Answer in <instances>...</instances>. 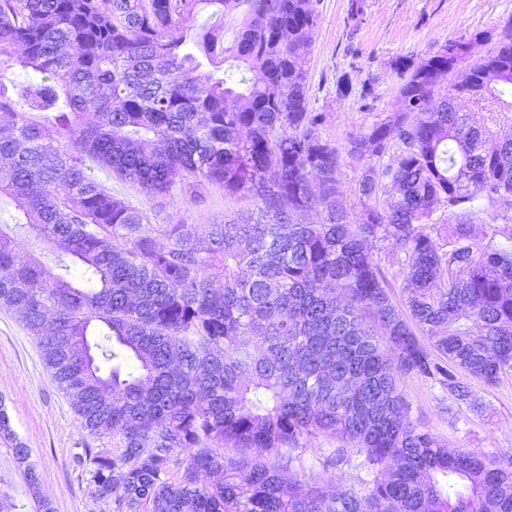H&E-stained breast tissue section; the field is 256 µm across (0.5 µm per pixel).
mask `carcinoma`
<instances>
[{
	"label": "carcinoma",
	"mask_w": 512,
	"mask_h": 512,
	"mask_svg": "<svg viewBox=\"0 0 512 512\" xmlns=\"http://www.w3.org/2000/svg\"><path fill=\"white\" fill-rule=\"evenodd\" d=\"M364 17L349 0L350 38ZM318 24L315 0H0V307L81 430L111 440L79 464L115 512H512V458L442 447L399 387L413 374L466 401L463 375L512 369V232L472 231L489 209L512 224V139L461 112L476 97L512 112V26L478 58L480 33L396 60L395 109L362 86L366 120L338 146L311 106ZM102 173L257 207L154 224ZM388 240L401 306L373 258ZM321 437L343 443L322 470H363L364 489L304 467ZM0 440L39 498L1 408ZM12 487L0 473V512H24ZM493 212L489 210L487 213L478 214L475 218V224H473L474 234L478 237V239H482L484 243L493 241V243L503 242L504 238L501 236L498 231L503 229V224H500V221H495L493 223L492 215Z\"/></svg>",
	"instance_id": "cac0c4a2"
}]
</instances>
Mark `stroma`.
<instances>
[{
  "label": "stroma",
  "mask_w": 512,
  "mask_h": 512,
  "mask_svg": "<svg viewBox=\"0 0 512 512\" xmlns=\"http://www.w3.org/2000/svg\"><path fill=\"white\" fill-rule=\"evenodd\" d=\"M348 4L318 0L320 20L309 63L311 105L327 113L322 134L337 143L364 118L355 97L362 85L373 88L378 109L394 108L401 83L394 59L410 55L420 61L446 41L479 31L494 37L512 21V0H366V20L352 38ZM344 74L354 94L340 98L336 82ZM106 184L157 224H218L254 207L252 199L226 196L216 185L199 196L185 192L170 198L146 194L112 177ZM470 387L472 395L463 403L431 380L410 375L400 381L412 420L442 446L489 458L512 455V369L495 385L474 379ZM0 399L17 438L30 450L41 475L40 493L53 512H112L107 503L91 498L76 462L88 446L111 452L110 441L90 439L79 430L67 397L43 365L36 340L17 313L1 307Z\"/></svg>",
  "instance_id": "obj_1"
}]
</instances>
